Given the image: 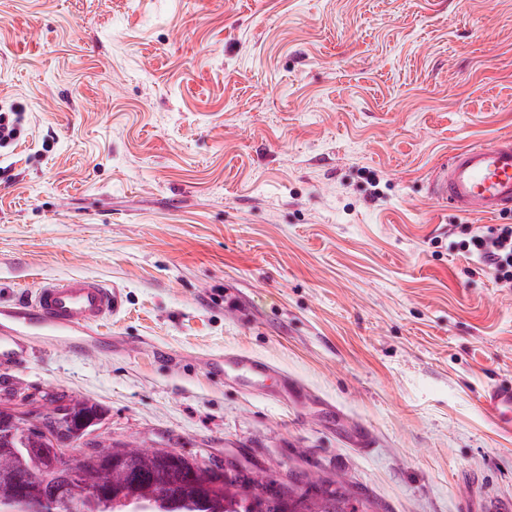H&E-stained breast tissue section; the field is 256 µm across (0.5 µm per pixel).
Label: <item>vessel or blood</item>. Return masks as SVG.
I'll use <instances>...</instances> for the list:
<instances>
[{
    "instance_id": "vessel-or-blood-1",
    "label": "vessel or blood",
    "mask_w": 512,
    "mask_h": 512,
    "mask_svg": "<svg viewBox=\"0 0 512 512\" xmlns=\"http://www.w3.org/2000/svg\"><path fill=\"white\" fill-rule=\"evenodd\" d=\"M432 192L441 202L469 215L494 216L512 206V138L453 152ZM120 308L119 289L101 280L78 275L44 282L33 299L0 306V359L16 354L24 330L70 336L79 326L99 324ZM228 364L255 381L264 380L272 371L266 361L238 354L225 355L215 369L223 371ZM482 405L496 427L512 435V386L487 387Z\"/></svg>"
}]
</instances>
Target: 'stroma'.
I'll return each mask as SVG.
<instances>
[{
	"mask_svg": "<svg viewBox=\"0 0 512 512\" xmlns=\"http://www.w3.org/2000/svg\"><path fill=\"white\" fill-rule=\"evenodd\" d=\"M0 304L118 286L80 351L0 374L99 402L102 437L280 484L344 475L370 512H512V289L431 193L512 137V0H0ZM256 356L251 386L211 359ZM371 436L356 448L357 428ZM22 120V112L18 110L0 113V149L11 146L19 137ZM482 405L492 416L496 427L512 435V386L487 387L482 396Z\"/></svg>",
	"mask_w": 512,
	"mask_h": 512,
	"instance_id": "1",
	"label": "stroma"
}]
</instances>
